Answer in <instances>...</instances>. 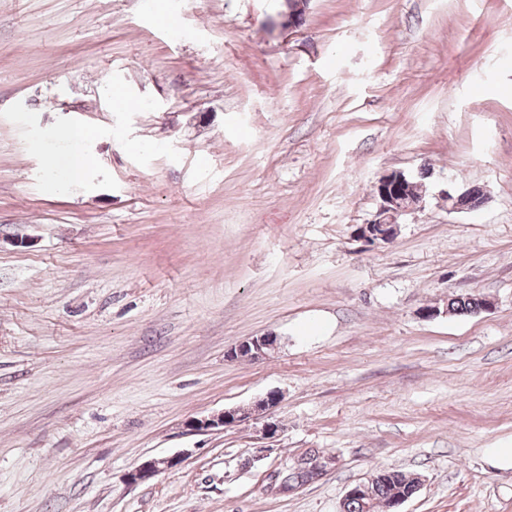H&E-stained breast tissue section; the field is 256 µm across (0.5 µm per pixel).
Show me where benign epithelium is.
<instances>
[{"label": "benign epithelium", "mask_w": 512, "mask_h": 512, "mask_svg": "<svg viewBox=\"0 0 512 512\" xmlns=\"http://www.w3.org/2000/svg\"><path fill=\"white\" fill-rule=\"evenodd\" d=\"M284 9L279 13V24L282 28L295 30L302 26L309 10L311 0H283ZM407 175L398 170L390 171L381 176L373 185V192L379 200V208L373 218L359 227L358 238L366 244L383 241L389 243L398 235L401 219L424 203L425 194L411 197L403 193L402 187ZM488 200L483 191L467 188L445 194V201L450 211H475ZM278 345V337L271 334L256 336L243 340L227 352L230 359L246 356L259 359L274 350ZM280 402V395L270 391L265 397L247 405L236 406L222 412L202 418H194L188 422L190 429L198 432L222 430L241 423L257 421L268 416V412ZM182 463L178 457L150 459L127 475L131 485L146 482L158 474L171 470Z\"/></svg>", "instance_id": "benign-epithelium-1"}]
</instances>
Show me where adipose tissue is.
<instances>
[{
	"instance_id": "ef3b65f1",
	"label": "adipose tissue",
	"mask_w": 512,
	"mask_h": 512,
	"mask_svg": "<svg viewBox=\"0 0 512 512\" xmlns=\"http://www.w3.org/2000/svg\"><path fill=\"white\" fill-rule=\"evenodd\" d=\"M94 137V131L87 126L66 124L55 131V146L36 139L29 149L42 158L53 187L65 190L84 182L92 172L94 160L90 145Z\"/></svg>"
}]
</instances>
